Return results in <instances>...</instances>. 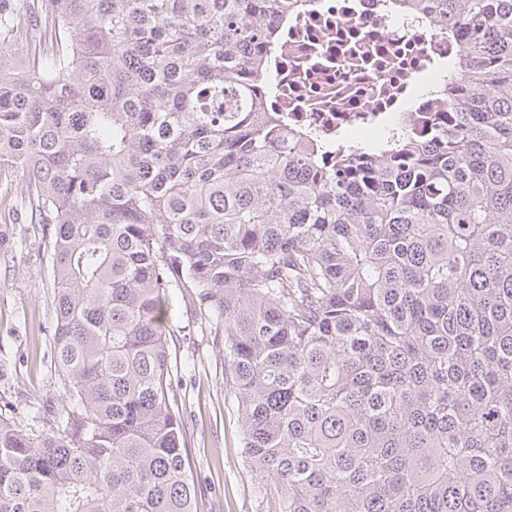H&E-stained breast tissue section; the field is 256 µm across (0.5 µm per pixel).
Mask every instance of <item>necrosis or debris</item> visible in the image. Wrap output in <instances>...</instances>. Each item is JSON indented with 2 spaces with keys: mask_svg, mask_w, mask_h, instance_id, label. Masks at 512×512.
I'll use <instances>...</instances> for the list:
<instances>
[{
  "mask_svg": "<svg viewBox=\"0 0 512 512\" xmlns=\"http://www.w3.org/2000/svg\"><path fill=\"white\" fill-rule=\"evenodd\" d=\"M455 53L446 22L395 14L389 0H316L280 39L271 106L327 143L421 137L413 118L444 116L435 88Z\"/></svg>",
  "mask_w": 512,
  "mask_h": 512,
  "instance_id": "necrosis-or-debris-1",
  "label": "necrosis or debris"
}]
</instances>
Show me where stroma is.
I'll list each match as a JSON object with an SVG mask.
<instances>
[{"label":"stroma","mask_w":512,"mask_h":512,"mask_svg":"<svg viewBox=\"0 0 512 512\" xmlns=\"http://www.w3.org/2000/svg\"><path fill=\"white\" fill-rule=\"evenodd\" d=\"M21 175L0 181V415L24 433L55 429L64 390L51 358L55 325L46 236L32 223ZM178 408L191 434L197 512H266L241 455L242 423L224 387V356L202 334L183 289L170 291Z\"/></svg>","instance_id":"stroma-1"}]
</instances>
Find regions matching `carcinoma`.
<instances>
[{
	"label": "carcinoma",
	"mask_w": 512,
	"mask_h": 512,
	"mask_svg": "<svg viewBox=\"0 0 512 512\" xmlns=\"http://www.w3.org/2000/svg\"><path fill=\"white\" fill-rule=\"evenodd\" d=\"M311 2L0 9V174L50 226L65 389L49 435L0 416V512H196L172 288L223 330L274 512H512V0H393L459 34L448 122L329 167L269 107Z\"/></svg>",
	"instance_id": "cac0c4a2"
}]
</instances>
